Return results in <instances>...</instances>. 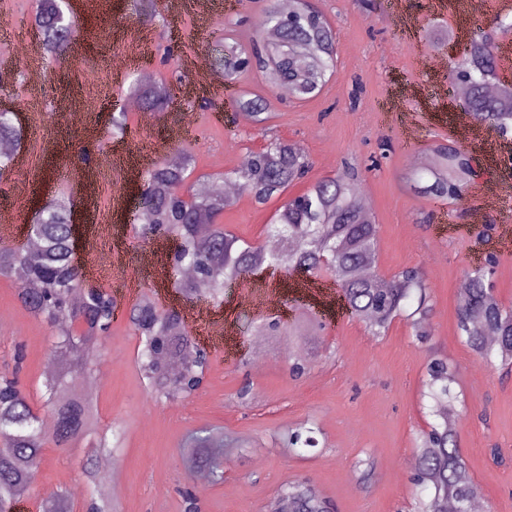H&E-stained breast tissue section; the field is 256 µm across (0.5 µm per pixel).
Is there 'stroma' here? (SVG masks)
Here are the masks:
<instances>
[{
    "mask_svg": "<svg viewBox=\"0 0 512 512\" xmlns=\"http://www.w3.org/2000/svg\"><path fill=\"white\" fill-rule=\"evenodd\" d=\"M313 5L333 30L336 70L316 96L299 100L256 69L236 75L228 91H203L190 66L195 59L224 74L225 44L251 50L279 0H207L203 13L196 0H185L181 12L163 7L149 22L134 0H64L77 36L60 56L45 53L23 25L39 0H0V74L6 77L0 110L14 113L26 152L25 169L0 173V205L21 201V228L34 201L68 198L76 211L77 250L95 252L103 269L84 281L112 292L122 311L103 341L98 390L90 397L100 426L122 433L112 457L121 483L109 491L120 512H186L188 489L199 493V512H264L283 483L306 480L334 512H416L407 462L434 421L422 391L428 358L439 353L461 369L455 430L466 469L493 512H512V369L479 360L457 327L466 273L487 259L495 261V297L512 308V134L493 144L473 138L476 173L464 200H436L412 185L414 170L431 159L430 147L458 133L459 101L441 93L447 70L422 62L426 54H448L428 31L438 26L450 40L469 38L497 17L512 19V0H484L476 12L461 0ZM491 30L500 37V29ZM145 72L171 102L160 112H125ZM240 96L265 101L264 123L242 120L234 106ZM86 110L95 125L91 138L69 120ZM120 111L126 124L116 132L112 115ZM272 138L300 145L312 163L289 195L357 171L378 226L376 271L388 277L405 267L420 270L428 336L417 339L400 317L377 337L342 307L325 306L330 320L323 335L313 341L264 337V363L256 365L253 323L287 312L301 317L323 306L319 290L334 286L328 273L305 277L263 268L225 288L223 303L211 305L212 329L196 338L209 354L200 388L175 400L157 396L142 375L140 339L127 313L146 297L184 316L202 303L160 285L145 267L152 246L136 238L130 221L140 209L144 175L179 150L194 159L188 186L220 182L240 169L241 155ZM110 152L123 156L132 172L123 187L106 175L98 194L86 197L66 181V172L97 167ZM278 207L275 200L257 204L243 190L218 221L239 241L262 245ZM18 288L14 277H0V374L16 373L37 407L44 366L57 358L56 336L22 308ZM297 358L308 365L299 378L290 371ZM306 421L319 430L318 446L281 447L279 435ZM204 429L250 442L241 454L225 450L223 481L200 483L198 467L186 461L188 437ZM88 453L85 443L70 452L46 448L23 497L24 512H37L39 503L63 491L82 505Z\"/></svg>",
    "mask_w": 512,
    "mask_h": 512,
    "instance_id": "obj_1",
    "label": "stroma"
}]
</instances>
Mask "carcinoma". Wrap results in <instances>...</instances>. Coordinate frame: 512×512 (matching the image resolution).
I'll list each match as a JSON object with an SVG mask.
<instances>
[{
    "label": "carcinoma",
    "mask_w": 512,
    "mask_h": 512,
    "mask_svg": "<svg viewBox=\"0 0 512 512\" xmlns=\"http://www.w3.org/2000/svg\"><path fill=\"white\" fill-rule=\"evenodd\" d=\"M65 18L58 0H41L34 16L42 48L51 54L63 51L71 42L64 26ZM258 69L275 72L282 80H291L300 99L317 95L326 77L335 71L333 32L326 21L303 20L279 33V44L254 42ZM451 74L467 75L464 105L475 121L494 125L506 132L512 129V88H503L496 96L486 86L498 71V55L491 33L479 27L464 47L461 57L448 62ZM22 139L12 113L0 112V140ZM190 156L177 153L156 165L146 176V209L153 221L137 227V237L150 240L158 232L167 233L176 243L178 266L189 267L190 280L175 278L174 288L188 299L206 297L216 304L224 301V286L245 278L266 265L309 276L324 272L334 275L345 302L353 314L366 323L374 336H383L392 322L413 299L417 308L410 314L415 335H427L429 309L426 285L415 268H404L391 277L377 274L378 228L358 201V177L345 174L315 181L304 194V206L282 203L273 223L266 225V236L278 240L279 250L268 252L260 246L240 245L224 231L216 217L224 211V186L216 184L206 195H196L185 203L177 189L186 178ZM310 162L294 144L275 139L250 156V163L236 178L258 204L283 197L288 187L305 176ZM472 173L467 153L444 144L434 150L433 166L425 182L416 188L437 199L459 201L466 194L465 176ZM207 221V232L198 233L200 220ZM72 205L54 199L39 205L29 224L30 236L41 243L34 252L0 248V276H8L15 265L27 268L40 282L39 291L24 288L17 297L35 319L57 329V348L64 358L60 372L42 382L45 407L55 419V429L47 434L42 419L34 411L18 382L0 377V512H10L20 493L33 483L41 462L43 443L52 436L56 447L72 448L83 436L92 440L97 454L110 455L120 447L121 435L98 431L97 417L90 401L77 386L68 384L66 375L73 365H91L98 357L104 334L113 314L112 298L100 290L86 292L81 273L73 261ZM131 321L140 336L141 368L156 393L175 398L191 393L202 383L205 355L192 343L174 312L162 313L141 304L132 309ZM458 324L466 345L483 361L494 364L512 362V310L505 309L487 284L486 272L474 269L467 274L458 307ZM265 332L302 336L299 324L289 326L273 319L258 327ZM178 360L180 370L173 372L168 362ZM458 368L441 354L430 356L426 366L425 397L436 423L424 433L417 445L414 484L427 491L421 512H448V501L455 512H470L479 493L469 477L458 448L455 430L439 410L457 399ZM314 429L303 424L283 432L285 448L314 447ZM214 435H196L191 439L192 460L201 466L213 464ZM89 512H115L112 495L105 491L106 479L94 468L83 469ZM277 497L288 502L289 512H327V504L307 482H287ZM42 512H71L70 497L62 493L42 506Z\"/></svg>",
    "instance_id": "cac0c4a2"
}]
</instances>
